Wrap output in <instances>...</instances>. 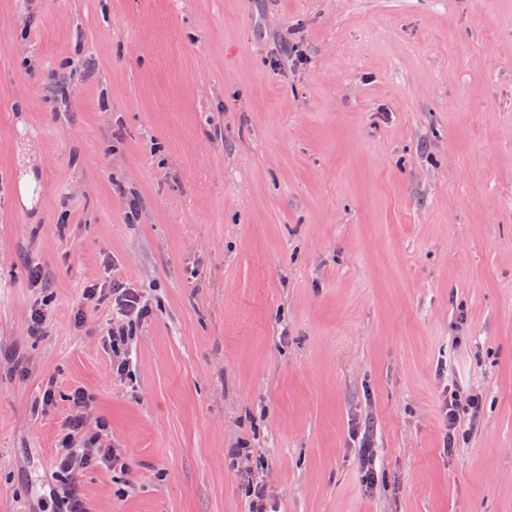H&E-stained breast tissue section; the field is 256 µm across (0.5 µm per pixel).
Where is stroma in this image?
<instances>
[{"mask_svg": "<svg viewBox=\"0 0 512 512\" xmlns=\"http://www.w3.org/2000/svg\"><path fill=\"white\" fill-rule=\"evenodd\" d=\"M77 387L91 512H512V0H0V512ZM83 300L86 304L110 301L112 318L102 329V336L107 338L112 355L115 356V361L112 359V369L121 375L128 364L129 347L133 340L132 324L136 320L145 319L149 313L142 292L127 287L119 278L114 277L112 268V280L105 279L88 285L84 288ZM462 393L457 389L452 390L450 388L448 390V399H445L443 405L444 414L446 420H448V451L450 452L454 450L455 430L461 424L470 423L472 412H469V409L478 407V400L475 399L474 395L467 396L465 400L467 404H463Z\"/></svg>", "mask_w": 512, "mask_h": 512, "instance_id": "stroma-1", "label": "stroma"}]
</instances>
